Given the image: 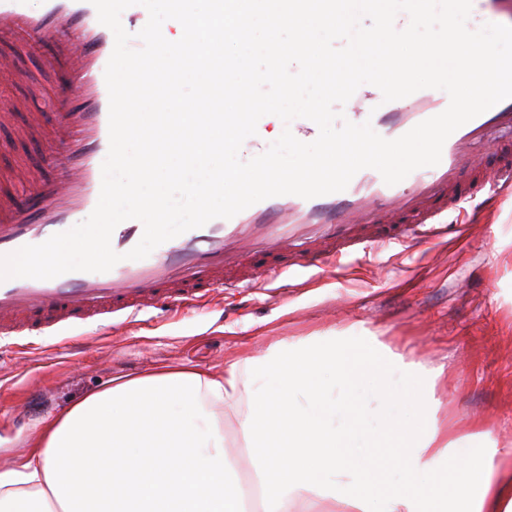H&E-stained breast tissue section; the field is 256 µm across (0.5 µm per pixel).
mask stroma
<instances>
[{"instance_id":"obj_1","label":"stroma","mask_w":512,"mask_h":512,"mask_svg":"<svg viewBox=\"0 0 512 512\" xmlns=\"http://www.w3.org/2000/svg\"><path fill=\"white\" fill-rule=\"evenodd\" d=\"M11 96L50 112L58 69L53 46L13 38ZM23 113L0 125V171L37 169L61 179L50 133L22 136ZM259 293L213 292L187 306L125 326L115 318L0 339V468L23 456L30 437L51 417L113 379L164 366L220 373L237 359L260 358L275 346L313 345L316 337L360 334L436 374L431 391L454 438L486 433L493 448H512V195L478 214L458 233L422 246L390 243L356 249L339 268L270 280Z\"/></svg>"}]
</instances>
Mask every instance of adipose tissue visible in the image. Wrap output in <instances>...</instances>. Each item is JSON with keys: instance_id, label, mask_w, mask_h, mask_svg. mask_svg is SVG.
<instances>
[{"instance_id": "1", "label": "adipose tissue", "mask_w": 512, "mask_h": 512, "mask_svg": "<svg viewBox=\"0 0 512 512\" xmlns=\"http://www.w3.org/2000/svg\"><path fill=\"white\" fill-rule=\"evenodd\" d=\"M399 356L366 338L304 351L274 347L223 373L163 368L113 382L46 422L27 455L0 469V506L35 493L37 512H246L224 452V417L240 426L261 512H512L507 448L483 434L449 439L431 403L393 412ZM332 368L344 391L321 381ZM382 416L367 424L370 408Z\"/></svg>"}]
</instances>
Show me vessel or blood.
<instances>
[{"label":"vessel or blood","mask_w":512,"mask_h":512,"mask_svg":"<svg viewBox=\"0 0 512 512\" xmlns=\"http://www.w3.org/2000/svg\"><path fill=\"white\" fill-rule=\"evenodd\" d=\"M29 12L26 0H0V37L27 35L53 43L62 80L54 94L53 136L61 151L65 180L40 182L36 196L25 187L35 171L14 177L16 188L0 194V255L40 244L81 222L94 210L102 177L99 158L109 150V94L104 71L112 32L90 0H43ZM475 22L512 25V0H472ZM355 111L346 120L370 122L382 137L395 139L444 111L448 97L423 89L406 102L382 99L370 84L354 93ZM496 127L512 130V98L503 100L453 132L438 165L386 184L376 170L359 171L344 191L312 199L281 195L258 202L229 219L216 218L189 230L141 260L123 259L105 273L69 272L49 280L0 281V335L74 325L101 315L133 319L142 311L175 312L203 304L210 292L258 287L252 260L261 255L278 273L292 267L338 266L350 248L398 241L411 246L447 235L440 218L449 206L476 197L487 187L512 191V148L496 145L488 162L471 152L473 142ZM471 173L470 187L457 176ZM143 235L140 221L118 224L111 236L125 254Z\"/></svg>","instance_id":"vessel-or-blood-1"}]
</instances>
